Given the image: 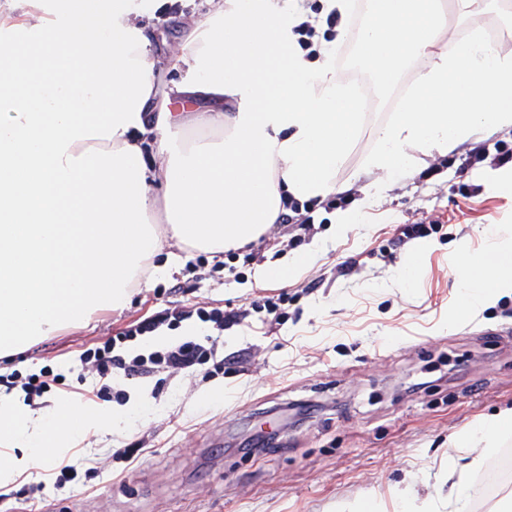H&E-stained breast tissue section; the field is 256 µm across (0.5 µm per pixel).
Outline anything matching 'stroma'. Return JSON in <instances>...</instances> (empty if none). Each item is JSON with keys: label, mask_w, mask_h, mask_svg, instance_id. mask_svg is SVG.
<instances>
[{"label": "stroma", "mask_w": 512, "mask_h": 512, "mask_svg": "<svg viewBox=\"0 0 512 512\" xmlns=\"http://www.w3.org/2000/svg\"><path fill=\"white\" fill-rule=\"evenodd\" d=\"M147 6L144 32L160 57L180 45L185 20L205 18L213 0H183L160 17L164 0ZM393 93H373L361 134L336 182L353 195L346 209L362 218L347 236L335 234V207L319 200L309 231L271 225L252 245L253 261L236 274L209 254L179 249L180 265L153 287L135 290L123 309L41 339L8 360L0 375L46 369L67 385L88 388L98 378L78 356L93 344L155 312L187 307L248 309L260 295L285 294L287 315L276 329L254 312L216 337V357L194 374L162 370L147 380L146 398L113 380L99 407L129 411L116 431L76 438L67 460L75 477L54 487L56 461L38 462L0 488V512H401L407 491L423 512H456L449 465L472 488L467 512H512V491L492 501L494 461L512 449L499 439L472 466L473 452L455 439L512 408V291L482 312L460 314L463 290L454 257L487 256L490 226L512 232V190L485 182L492 161L462 162L471 148L512 147V129L478 130L445 155L415 152L384 196L368 198L378 173L364 164L375 133L392 117ZM471 199H463L465 191ZM433 222L426 238L405 240L407 224ZM418 251L419 269L404 279L405 257ZM309 261L287 284H256L258 267L298 254ZM222 399H210L212 388ZM288 414L287 429L266 453L248 452L249 432Z\"/></svg>", "instance_id": "35a3bbf8"}]
</instances>
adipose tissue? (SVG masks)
<instances>
[{"instance_id":"1","label":"adipose tissue","mask_w":512,"mask_h":512,"mask_svg":"<svg viewBox=\"0 0 512 512\" xmlns=\"http://www.w3.org/2000/svg\"><path fill=\"white\" fill-rule=\"evenodd\" d=\"M500 0H369L359 60L388 89L416 58L429 62L365 159L382 179L414 152L447 153L475 129H512V57L474 13ZM134 0H49L0 47V359L127 305L178 263L153 264L166 240L218 255L274 224L288 198L337 192L336 173L362 126L361 104L336 71V44L306 59L293 30L300 0H218L190 21L160 66ZM160 191H153V183ZM492 262L460 263L461 313L512 288V235ZM121 411L69 403L49 412L0 393V485L59 456L75 435L108 431Z\"/></svg>"}]
</instances>
